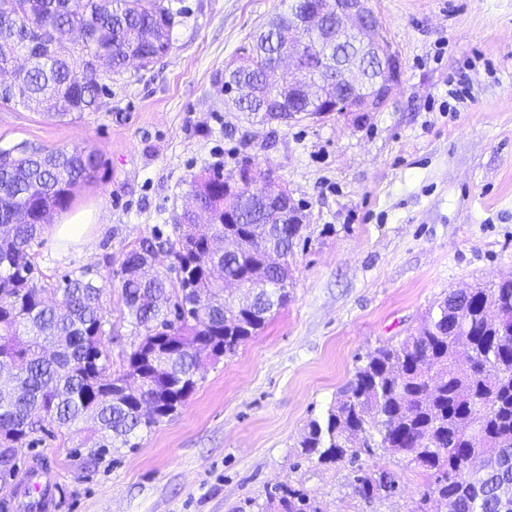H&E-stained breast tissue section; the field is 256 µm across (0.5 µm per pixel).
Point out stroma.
I'll return each mask as SVG.
<instances>
[{
  "label": "stroma",
  "instance_id": "obj_1",
  "mask_svg": "<svg viewBox=\"0 0 512 512\" xmlns=\"http://www.w3.org/2000/svg\"><path fill=\"white\" fill-rule=\"evenodd\" d=\"M173 49L113 76L97 111L59 121L0 108V151L86 146L102 165L69 207L96 208L87 242L61 251L47 224L34 248L44 281L83 265L105 281L108 320L124 304L116 271L153 228L170 232L188 182L242 162L272 167L306 207L305 247L288 304L235 354L206 363L173 417L96 461L80 427L46 426L17 449L14 495L26 512L31 476L52 489L46 512H234L277 482L324 512H412L426 483L400 456L360 454L394 493L354 490L350 467L302 455L366 352L406 336L448 291L512 278V0H374L402 63L388 105L287 124L249 123L224 105V69L288 0H176Z\"/></svg>",
  "mask_w": 512,
  "mask_h": 512
}]
</instances>
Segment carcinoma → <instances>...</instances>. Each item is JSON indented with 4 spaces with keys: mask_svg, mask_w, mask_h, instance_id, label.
<instances>
[{
    "mask_svg": "<svg viewBox=\"0 0 512 512\" xmlns=\"http://www.w3.org/2000/svg\"><path fill=\"white\" fill-rule=\"evenodd\" d=\"M0 0V71L38 50L0 84V105L44 108L58 120L98 108L112 75L128 60L143 67L172 49L179 11L171 0ZM304 7L270 18L247 48L249 56L229 75L251 95L235 103L241 112H288V99L270 100L278 60L292 19ZM60 31L76 46L39 52ZM313 75L336 92V56L353 46L334 44L305 30ZM107 51L105 69L76 76L80 53ZM96 156L82 148L39 152L14 146L0 169V360L15 370L0 384V478L14 469L12 449L36 446L44 423L59 428L89 424L80 447L96 459L130 437L174 415L197 385L206 359L236 351L287 301L291 264H267L273 252L290 259L307 225L245 188L224 189V173L192 178L190 194L210 214L196 224L187 211L167 237L157 232L125 253L117 274L123 320L137 336L128 369L114 375L104 337L105 284L81 267L55 284L35 276L32 248L75 187L92 177ZM160 251L175 266L140 276ZM299 447L320 463L355 464L358 449L403 456L429 481L413 512H512V279L493 288L448 292L409 336L377 346L357 367L320 420L304 429ZM355 491L364 499L396 488L392 478L358 467ZM266 512H323L308 493L276 484Z\"/></svg>",
    "mask_w": 512,
    "mask_h": 512,
    "instance_id": "cac0c4a2",
    "label": "carcinoma"
}]
</instances>
